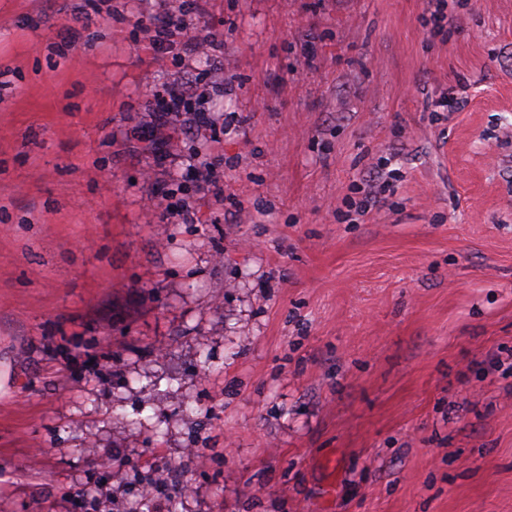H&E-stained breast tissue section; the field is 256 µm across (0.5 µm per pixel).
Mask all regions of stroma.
I'll return each mask as SVG.
<instances>
[{
    "mask_svg": "<svg viewBox=\"0 0 512 512\" xmlns=\"http://www.w3.org/2000/svg\"><path fill=\"white\" fill-rule=\"evenodd\" d=\"M154 5L0 0V505L127 512L193 448L178 512H512V0H206L220 63L145 55ZM198 87L194 92L189 91L179 83H172L166 86L163 94L158 95L156 100L162 97V103H155L152 112H155V125L149 130L148 136L157 143L164 144L174 139L190 138L196 129L203 123L204 114L194 118V125L179 123L174 117L179 114L197 112L196 101L204 100V91L198 93ZM199 113H203L198 111Z\"/></svg>",
    "mask_w": 512,
    "mask_h": 512,
    "instance_id": "35a3bbf8",
    "label": "stroma"
}]
</instances>
